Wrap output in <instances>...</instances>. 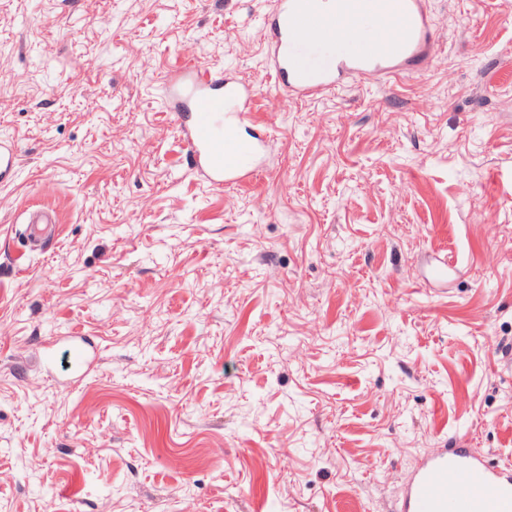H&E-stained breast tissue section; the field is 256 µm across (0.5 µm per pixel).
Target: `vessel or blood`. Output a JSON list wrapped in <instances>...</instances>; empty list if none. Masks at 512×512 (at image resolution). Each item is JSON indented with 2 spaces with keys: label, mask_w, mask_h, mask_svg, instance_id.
I'll list each match as a JSON object with an SVG mask.
<instances>
[{
  "label": "vessel or blood",
  "mask_w": 512,
  "mask_h": 512,
  "mask_svg": "<svg viewBox=\"0 0 512 512\" xmlns=\"http://www.w3.org/2000/svg\"><path fill=\"white\" fill-rule=\"evenodd\" d=\"M303 0H275L263 21L267 65L277 92L269 100L274 112L290 110L299 100L333 92L342 78L384 81L404 67L428 57L434 40L424 0H400L386 16L383 0H352L353 27L373 37L385 18L399 26L396 52L365 55L333 53L326 34L329 17L308 11ZM165 107L197 175L210 186L233 189L257 181L264 171L266 130L242 137L255 89L237 77L208 73L193 60L168 72ZM398 512H512V462L493 464L465 445L424 457L407 485Z\"/></svg>",
  "instance_id": "b4317fda"
}]
</instances>
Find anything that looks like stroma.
<instances>
[{"label":"stroma","instance_id":"stroma-1","mask_svg":"<svg viewBox=\"0 0 512 512\" xmlns=\"http://www.w3.org/2000/svg\"><path fill=\"white\" fill-rule=\"evenodd\" d=\"M426 5L423 66L274 115L273 0H0V512H398L424 455L512 460V0ZM186 58L255 87L256 184L189 167Z\"/></svg>","mask_w":512,"mask_h":512}]
</instances>
